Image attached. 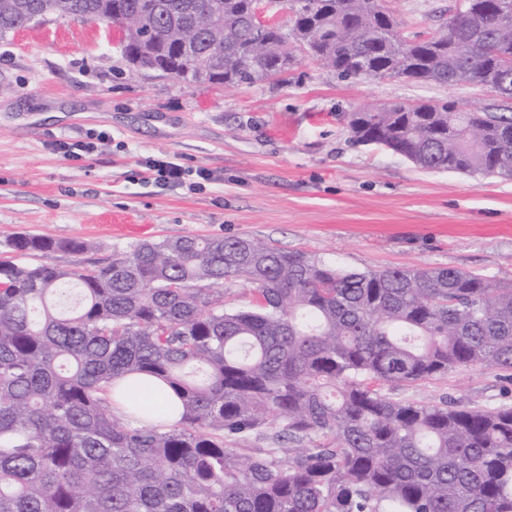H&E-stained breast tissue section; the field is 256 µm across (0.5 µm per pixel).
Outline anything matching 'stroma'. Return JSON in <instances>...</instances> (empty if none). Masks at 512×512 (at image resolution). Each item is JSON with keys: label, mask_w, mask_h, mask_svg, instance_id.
Wrapping results in <instances>:
<instances>
[{"label": "stroma", "mask_w": 512, "mask_h": 512, "mask_svg": "<svg viewBox=\"0 0 512 512\" xmlns=\"http://www.w3.org/2000/svg\"><path fill=\"white\" fill-rule=\"evenodd\" d=\"M459 0H387L408 38L444 24ZM117 29L49 16L0 35V239L32 233L87 243L39 255L93 267L143 241L248 236L339 268L455 267L512 284V180L424 170L353 143L351 112L390 101L496 99L473 85L341 80L304 60L276 84L178 83L130 67ZM111 140L80 159L57 140ZM168 155L211 179L168 190L143 160ZM397 400L512 405L505 372L470 367Z\"/></svg>", "instance_id": "stroma-1"}]
</instances>
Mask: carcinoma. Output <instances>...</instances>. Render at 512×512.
<instances>
[{
  "label": "carcinoma",
  "mask_w": 512,
  "mask_h": 512,
  "mask_svg": "<svg viewBox=\"0 0 512 512\" xmlns=\"http://www.w3.org/2000/svg\"><path fill=\"white\" fill-rule=\"evenodd\" d=\"M0 0L124 32L134 66L178 82L281 81L311 59L344 80L496 85L512 98V0L405 38L385 0ZM196 56L176 51L189 30ZM361 145L512 179V106L392 102L349 113ZM0 258V512H512V406L392 399L458 368L512 371V285L453 267L349 271L250 237L180 236L102 266L33 261L87 244L17 234ZM250 286L228 308L224 292ZM157 380L172 426L114 408Z\"/></svg>",
  "instance_id": "1"
}]
</instances>
